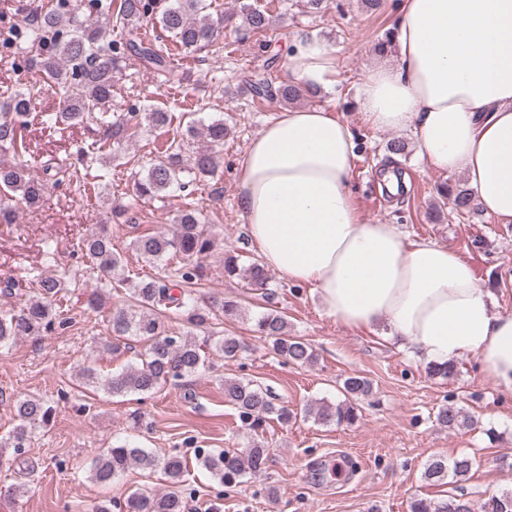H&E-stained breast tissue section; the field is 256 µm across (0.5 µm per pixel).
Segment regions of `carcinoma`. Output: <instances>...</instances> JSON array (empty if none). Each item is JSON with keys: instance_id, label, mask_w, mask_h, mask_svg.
<instances>
[{"instance_id": "carcinoma-1", "label": "carcinoma", "mask_w": 512, "mask_h": 512, "mask_svg": "<svg viewBox=\"0 0 512 512\" xmlns=\"http://www.w3.org/2000/svg\"><path fill=\"white\" fill-rule=\"evenodd\" d=\"M96 20L80 21L75 16L72 0H56L53 8L37 14L34 23L17 32L15 40L26 45L25 64L51 84L63 100L62 110L49 113L46 123L59 135L72 126L82 124L93 132L92 141L80 150V157L119 153L123 146L133 142L147 127L165 128L174 120L171 112L134 106L121 115L109 116L104 107L112 102V87L121 62L129 54L138 56L147 67L167 78L179 79V70L171 62L167 47L161 41L150 39L142 32L143 25H151L166 34L184 53H200L208 47L220 46L219 36L224 19L204 12L205 0H91ZM121 28L118 41L104 39L110 25ZM270 17L266 10L255 4L242 8V28L252 34L266 31ZM244 89L259 99H277L284 104H296L317 93L299 84H280L272 87L268 79L258 74L246 81ZM33 110L31 96L16 91L0 103V154L12 153L21 157L29 153L28 128ZM228 129L224 119L199 124L186 123L184 135L188 141L203 140L204 146L194 152L191 164H184L182 145L173 142L158 147L163 158L152 163L145 175L135 179L133 196L138 200L156 199L171 189L185 188L181 176L193 175L203 180L215 174L218 167L217 152L224 145ZM42 175L31 173L29 165L0 164V224L15 223L17 207L39 206L49 185L62 183L54 178V163H40ZM68 181L83 187L84 192L94 190L90 171L74 169L67 173ZM441 199L451 203L459 214H469L476 209L473 193L446 184L438 190ZM214 239L204 230L197 210L189 205L175 220V229L169 234H146L135 240V249L145 261L156 263L164 258L177 257L180 266L166 277L142 279L135 285L124 276L119 255L112 250V238L106 229L83 241L81 250L108 279L89 295L87 305L97 308L103 303L107 289L126 288L122 304L112 307L109 323L116 336H135L147 347L138 354V362L129 364L118 373L99 382L93 368H86L81 378L87 385L102 384L114 396L129 394L149 395L165 385H175L192 377L207 367L209 356L201 345L186 336L168 334L165 319L170 314H181L194 327H204L210 321L223 317L232 322L241 315L238 301L212 298L209 305L200 308L195 297V286L203 277L202 260L213 250ZM224 271L230 276L239 275L253 288L265 290L269 276L257 259L240 264V255L229 254L224 258ZM33 295L19 310L0 311V347L19 339L37 338L72 323L63 316L60 301L64 288L61 280L40 277L31 283ZM256 331L272 342L273 350L287 361L311 366L316 354L311 345L300 337L288 335V322L282 312L270 310L256 322ZM243 350L236 336H220L213 351L215 355L231 360ZM370 382L360 376H350L343 383L344 400L324 403L318 408L307 406L306 416H314L322 424H351L358 417L357 400L370 392ZM224 401L234 407L242 426L255 436L249 445L237 451L202 452L199 466L222 484H237L247 475L266 470L270 460L269 449L257 436L265 426L275 420L286 424L297 413L276 403L272 393L251 381L227 379L224 381ZM18 424L5 437H0V457L3 449L11 448L18 454L29 446L33 434L45 429L55 418V409L48 401L36 395H23L15 402ZM436 422L449 430L466 427L471 418L452 404L441 406ZM474 465L469 455L453 460L437 455L426 464L423 478L437 485L452 477L461 480ZM132 466L153 470L161 468L168 482L178 486L183 482L187 464L176 455L159 459L146 448L129 444L107 448L94 460L90 477L100 484H109ZM183 512L182 496L175 491L156 494L145 488L130 492L124 504L100 503L93 512ZM411 512H474L473 504L465 494L451 493L440 500L416 498ZM483 512H512V491L506 490L488 498Z\"/></svg>"}]
</instances>
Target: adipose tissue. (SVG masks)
<instances>
[{"mask_svg":"<svg viewBox=\"0 0 512 512\" xmlns=\"http://www.w3.org/2000/svg\"><path fill=\"white\" fill-rule=\"evenodd\" d=\"M393 45L394 62L357 87L365 122L411 131L421 159L463 174L481 209L512 224V0H402ZM284 59L301 85L335 87L324 42L295 39ZM355 161L350 127L327 106L282 110L250 140L239 206L265 268L315 288L344 326L386 323L424 362L476 357L512 394V314L453 250L364 219Z\"/></svg>","mask_w":512,"mask_h":512,"instance_id":"1","label":"adipose tissue"}]
</instances>
